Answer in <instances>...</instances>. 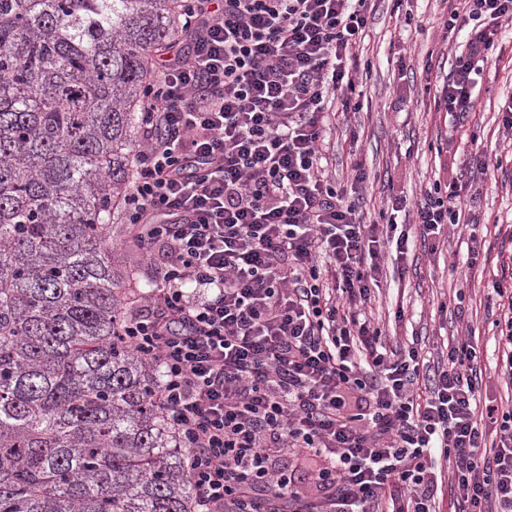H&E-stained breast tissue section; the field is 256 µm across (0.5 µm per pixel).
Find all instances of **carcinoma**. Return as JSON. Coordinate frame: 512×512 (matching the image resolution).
I'll use <instances>...</instances> for the list:
<instances>
[{"instance_id":"1","label":"carcinoma","mask_w":512,"mask_h":512,"mask_svg":"<svg viewBox=\"0 0 512 512\" xmlns=\"http://www.w3.org/2000/svg\"><path fill=\"white\" fill-rule=\"evenodd\" d=\"M177 0H0V512H193L109 229Z\"/></svg>"}]
</instances>
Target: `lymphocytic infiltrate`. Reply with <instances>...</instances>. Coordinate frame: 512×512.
Returning a JSON list of instances; mask_svg holds the SVG:
<instances>
[{
    "mask_svg": "<svg viewBox=\"0 0 512 512\" xmlns=\"http://www.w3.org/2000/svg\"><path fill=\"white\" fill-rule=\"evenodd\" d=\"M189 54L154 57L125 198L129 240L157 282L124 338L162 369L157 400L181 436L195 512H433L436 459L453 512H512V409L476 418L480 351L464 341L426 374L367 314L381 261L463 219L474 145L415 226L364 223L322 164L326 114L356 91L368 0H184ZM443 98L473 107L512 0H462ZM430 387L419 394L421 375ZM318 470L298 479L284 459Z\"/></svg>",
    "mask_w": 512,
    "mask_h": 512,
    "instance_id": "f902f5d3",
    "label": "lymphocytic infiltrate"
}]
</instances>
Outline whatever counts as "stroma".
<instances>
[{
  "mask_svg": "<svg viewBox=\"0 0 512 512\" xmlns=\"http://www.w3.org/2000/svg\"><path fill=\"white\" fill-rule=\"evenodd\" d=\"M356 74L362 93L357 111H344L338 93L330 114L328 169L338 186H350V201L366 222L381 223L389 193L417 199L435 181H447L453 151L471 139L494 145L496 113L512 95V29L498 35L492 60L475 90V110L452 123L439 107L458 42L441 20L457 0H374ZM357 137H350V130ZM369 175L351 183L353 166ZM481 194L470 202L489 232L481 240L475 268H468L472 246L453 227L434 238V249L417 247L405 259L403 278L382 284L374 317L388 345L421 348L431 365L448 361V349L473 336L482 369L476 402L496 404L512 397V380L501 367L497 296L492 284L512 271V166L474 177ZM403 320H395L396 310Z\"/></svg>",
  "mask_w": 512,
  "mask_h": 512,
  "instance_id": "1",
  "label": "stroma"
}]
</instances>
